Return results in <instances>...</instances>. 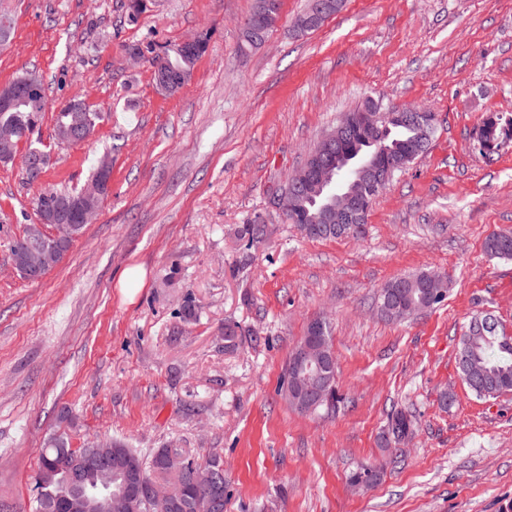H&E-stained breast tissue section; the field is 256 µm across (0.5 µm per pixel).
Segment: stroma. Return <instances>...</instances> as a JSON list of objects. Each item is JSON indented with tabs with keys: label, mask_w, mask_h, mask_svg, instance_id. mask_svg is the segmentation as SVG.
Segmentation results:
<instances>
[{
	"label": "stroma",
	"mask_w": 512,
	"mask_h": 512,
	"mask_svg": "<svg viewBox=\"0 0 512 512\" xmlns=\"http://www.w3.org/2000/svg\"><path fill=\"white\" fill-rule=\"evenodd\" d=\"M0 0L12 37L0 87L41 76L39 183L0 164V512H36L39 453L120 439L150 458L184 448L224 464V512H512V392L476 398L457 355L471 318L512 336V260L486 239L512 229V141L477 148L512 116V0H346L300 33L307 0H281L266 43L242 44L254 0ZM210 35L190 82L166 95L133 48ZM102 112L80 144L54 139L70 98ZM435 112L428 152L373 201L362 238L311 240L274 199L338 117L367 98ZM112 190L63 260L30 281L10 245L38 223L36 196L83 186L103 153ZM264 222L246 247L242 224ZM438 271L445 300L401 322L380 288ZM331 327L334 413L280 391L310 322ZM238 325L236 347L224 328ZM454 398L440 404L441 394ZM403 410L415 434L382 442ZM381 468L370 486L350 477ZM511 139L512 119L502 122L500 116L491 115L483 121L477 142L490 154L497 152L506 141Z\"/></svg>",
	"instance_id": "1"
}]
</instances>
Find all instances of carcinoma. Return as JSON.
<instances>
[{"mask_svg":"<svg viewBox=\"0 0 512 512\" xmlns=\"http://www.w3.org/2000/svg\"><path fill=\"white\" fill-rule=\"evenodd\" d=\"M208 45L195 49H188L179 44L150 48V57L147 61L153 70H166L183 74L191 79L197 61L205 54ZM44 111L33 110L31 104L24 98L14 101L7 109L0 108V125L13 126L25 135L29 148H35L39 140L35 139ZM72 123V113L67 107L58 112L55 122V139L65 142V132ZM436 129L430 128L420 122L402 123L391 126L387 138L370 147L373 152H380L383 159L392 158L396 161L395 173H400L412 161L407 157V147L411 144L417 148V156L424 155L431 144ZM512 139V119L502 120L498 115H491L483 121L479 130L477 142L487 152L494 153L507 141ZM352 173L342 168L338 169V179L326 191V196L312 202L303 199L299 209L311 218L318 216L326 198L336 194V189L352 182ZM76 190H47L39 193L35 199V210L41 215L51 209L57 200L74 195ZM287 220L298 226L306 237L313 240L339 239L342 237L360 236L364 233L365 224H349L341 227L333 224H305L302 220L289 216ZM266 234V226L258 220L243 225L240 237L247 239L249 244L259 243ZM48 240V234L36 224H29L24 234L13 241L11 255L26 249L29 244ZM485 251L491 258L508 259L512 257V232L503 231L490 236L485 243ZM429 272H419L413 275L399 276L387 282L378 293V306H383L387 297L400 292L396 305L399 310L387 315L390 320H403L416 310L430 309L442 300L434 298L430 287ZM459 372L468 389L479 398H495L505 392L512 391V336L505 334L499 320L491 312H481L469 322L464 332L457 357ZM338 398L336 391L320 402L303 400H289V403L302 413H315L322 409L329 410L336 407ZM414 428L411 416L404 412H396L388 419L384 430V443L386 446L396 445L410 435ZM93 441L86 440L83 445L71 449L70 436L66 432L53 433L41 449L38 472L53 470L60 463V454L70 453V459L78 467H83L85 456ZM115 456L133 462L147 480L162 484L184 483L186 496L180 507L168 508L163 506L147 507L142 503L127 508L122 504L112 502V512H212L209 499L203 491V486H209L211 493L224 497V475L220 474L221 462L217 457H210L200 462L187 453L184 448H158L151 456V468H146L140 452L128 447L120 440L112 441ZM173 451L184 456L186 467L179 473H173L161 464L162 456Z\"/></svg>","mask_w":512,"mask_h":512,"instance_id":"carcinoma-1","label":"carcinoma"}]
</instances>
